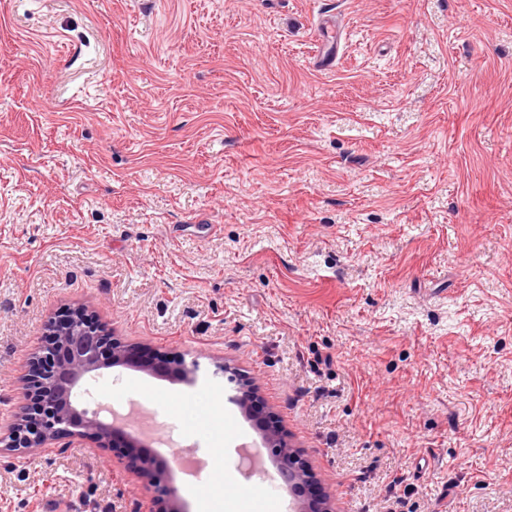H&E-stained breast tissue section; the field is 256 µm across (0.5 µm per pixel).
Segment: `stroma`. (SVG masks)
Here are the masks:
<instances>
[{"instance_id": "35a3bbf8", "label": "stroma", "mask_w": 512, "mask_h": 512, "mask_svg": "<svg viewBox=\"0 0 512 512\" xmlns=\"http://www.w3.org/2000/svg\"><path fill=\"white\" fill-rule=\"evenodd\" d=\"M341 33L330 64L320 18ZM84 306L255 512L227 363L335 512H512V0H0V419ZM121 446L0 453V512H155Z\"/></svg>"}]
</instances>
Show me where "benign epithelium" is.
Returning a JSON list of instances; mask_svg holds the SVG:
<instances>
[{
    "label": "benign epithelium",
    "instance_id": "7a95c632",
    "mask_svg": "<svg viewBox=\"0 0 512 512\" xmlns=\"http://www.w3.org/2000/svg\"><path fill=\"white\" fill-rule=\"evenodd\" d=\"M132 365L128 346L108 339L92 313L83 308L69 310L63 319L51 324L46 341L33 357L31 374L12 419L5 426L0 424V447L46 448L71 437H90L102 447L115 440L133 447H149V441L127 436L117 418H109L99 409L83 408L76 401L87 376L104 368ZM228 400L249 414L253 401L251 384L241 380ZM262 447L271 449L282 481L296 495L294 512H308L306 503L299 498L309 480L307 467L277 435H263ZM138 471L145 478L146 489L161 493L159 512H185L165 461L144 454Z\"/></svg>",
    "mask_w": 512,
    "mask_h": 512
}]
</instances>
